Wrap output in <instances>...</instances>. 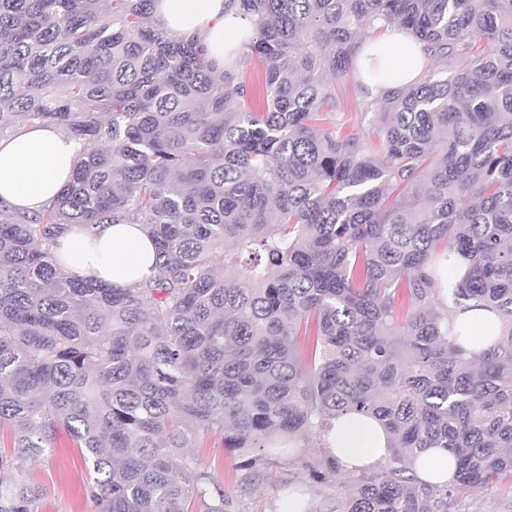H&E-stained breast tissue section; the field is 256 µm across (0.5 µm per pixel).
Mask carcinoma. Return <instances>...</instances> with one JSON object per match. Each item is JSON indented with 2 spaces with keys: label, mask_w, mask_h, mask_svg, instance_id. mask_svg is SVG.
Listing matches in <instances>:
<instances>
[{
  "label": "carcinoma",
  "mask_w": 512,
  "mask_h": 512,
  "mask_svg": "<svg viewBox=\"0 0 512 512\" xmlns=\"http://www.w3.org/2000/svg\"><path fill=\"white\" fill-rule=\"evenodd\" d=\"M152 4L0 0V131L80 143L56 199L0 204V512H32L43 490L19 463L62 428L99 512H226L186 449L217 433L262 449L246 487L349 412L382 423L392 456L336 512H445L512 477V0H225L255 32L222 71ZM392 29L421 75L349 98L361 45ZM67 224L141 225L157 276H69ZM451 253L470 261L451 305L503 323L480 353L448 337ZM425 448L457 455L447 484L416 476ZM341 473L324 452L314 479Z\"/></svg>",
  "instance_id": "1"
}]
</instances>
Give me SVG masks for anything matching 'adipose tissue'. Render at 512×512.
Returning <instances> with one entry per match:
<instances>
[{"label": "adipose tissue", "instance_id": "adipose-tissue-1", "mask_svg": "<svg viewBox=\"0 0 512 512\" xmlns=\"http://www.w3.org/2000/svg\"><path fill=\"white\" fill-rule=\"evenodd\" d=\"M152 20L174 37L197 41L206 59L220 68L233 62L254 33L250 17L225 9L224 0H155ZM423 62L414 41L400 33L364 45L357 57L374 96L390 88L389 68L411 82L421 75ZM79 149L73 137L37 124L1 138L0 200L20 211L41 209L68 183ZM54 252L69 273L118 288L156 274L154 245L137 224L66 227ZM450 320L458 342L471 352L487 349L501 331L496 313L477 305L452 310ZM321 439L326 452L349 472L374 470L391 456L381 423L357 413L328 420Z\"/></svg>", "mask_w": 512, "mask_h": 512}]
</instances>
